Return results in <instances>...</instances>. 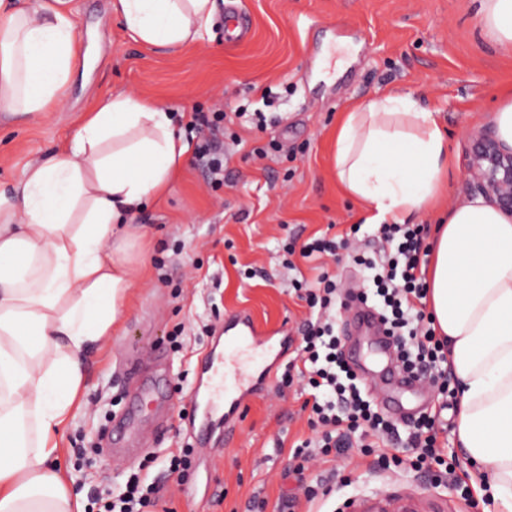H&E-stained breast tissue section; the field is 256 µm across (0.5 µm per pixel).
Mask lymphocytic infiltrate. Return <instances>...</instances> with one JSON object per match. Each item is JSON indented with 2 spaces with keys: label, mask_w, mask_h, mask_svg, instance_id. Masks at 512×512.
<instances>
[{
  "label": "lymphocytic infiltrate",
  "mask_w": 512,
  "mask_h": 512,
  "mask_svg": "<svg viewBox=\"0 0 512 512\" xmlns=\"http://www.w3.org/2000/svg\"><path fill=\"white\" fill-rule=\"evenodd\" d=\"M227 114L218 110L193 111L188 123L196 142L193 164L201 169L211 187L224 184V156L219 151ZM427 228L421 224H384L379 228L377 244L364 252H354L353 261L369 270V288L362 300L376 299L385 333L394 337L399 364L412 372L428 375L430 380L447 379V346L436 334L432 315L426 314L423 302L427 288L422 273L420 253ZM343 290L328 272L308 283L304 299L314 313L301 330L295 348L299 365L298 381L307 392L303 402L309 409L308 424L312 437L297 440L289 450L297 469L317 461L328 467L327 480L319 488L309 489L308 499H316L319 491L328 490L329 478L336 471L331 463L344 450L356 447L364 455H377L380 466L387 470L410 463L416 470L444 469L454 474L438 444L440 411L419 417L409 443L390 447L393 427L376 408L373 399L362 390L358 378L346 364L342 343L336 334L334 309ZM160 488L141 472H131L125 489L117 495L98 496L97 512H144L157 506Z\"/></svg>",
  "instance_id": "f902f5d3"
}]
</instances>
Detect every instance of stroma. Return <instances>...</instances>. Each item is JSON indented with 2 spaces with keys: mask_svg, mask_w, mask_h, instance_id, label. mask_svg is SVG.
Listing matches in <instances>:
<instances>
[{
  "mask_svg": "<svg viewBox=\"0 0 512 512\" xmlns=\"http://www.w3.org/2000/svg\"><path fill=\"white\" fill-rule=\"evenodd\" d=\"M480 0H218L209 33L172 49L135 40L112 0H73L79 55L67 99L37 120L0 113V190H12L27 164L47 158L70 136L84 111L120 91L174 115L193 110L266 113V129L237 120L224 127V185L211 189L184 156L168 190L134 217L146 234L139 247L150 261L132 288L116 333L86 358L87 412L63 433L62 461L85 499L120 492L127 470L144 466L163 487L150 512H233L252 495L264 512H346V504L378 499L407 502L416 512H485L451 476L434 478L403 466L385 472L357 449L339 460L341 482L313 504L302 479L288 476V453L310 436L299 383L272 378L268 393L240 410L232 444L222 426L210 439L186 434L194 415L191 392L199 360L221 340L224 317L248 311L257 324L301 326L310 316L290 285L283 245L291 238L378 231L369 213L343 189L333 166L336 125L355 105L392 90L413 93L441 112L454 166L445 206L469 199L463 158L470 129L493 122L512 85V55L500 51L481 23ZM236 7L251 25L240 43L224 36ZM184 326L183 346L173 332ZM142 359L130 381L119 362ZM151 449L124 455L136 433ZM191 446L183 478L167 476L154 456ZM223 502H216V495Z\"/></svg>",
  "mask_w": 512,
  "mask_h": 512,
  "instance_id": "stroma-1",
  "label": "stroma"
}]
</instances>
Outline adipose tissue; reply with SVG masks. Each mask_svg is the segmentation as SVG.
<instances>
[{
    "instance_id": "adipose-tissue-1",
    "label": "adipose tissue",
    "mask_w": 512,
    "mask_h": 512,
    "mask_svg": "<svg viewBox=\"0 0 512 512\" xmlns=\"http://www.w3.org/2000/svg\"><path fill=\"white\" fill-rule=\"evenodd\" d=\"M143 43L198 40L216 0H113ZM512 50V0H482ZM79 48L69 0H0V112L36 117L65 95ZM187 145L169 112L121 93L86 112L58 155L0 191V512H83L58 459L82 409L85 356L122 320L146 266L125 224L169 187ZM345 191L375 221L438 209L451 163L441 113L394 91L353 107L333 155ZM428 306L448 342L456 436L493 512H512V221L476 199L437 224Z\"/></svg>"
}]
</instances>
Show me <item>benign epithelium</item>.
<instances>
[{
  "instance_id": "obj_1",
  "label": "benign epithelium",
  "mask_w": 512,
  "mask_h": 512,
  "mask_svg": "<svg viewBox=\"0 0 512 512\" xmlns=\"http://www.w3.org/2000/svg\"><path fill=\"white\" fill-rule=\"evenodd\" d=\"M467 141L465 172L474 195L512 220V144L495 124L470 131Z\"/></svg>"
}]
</instances>
